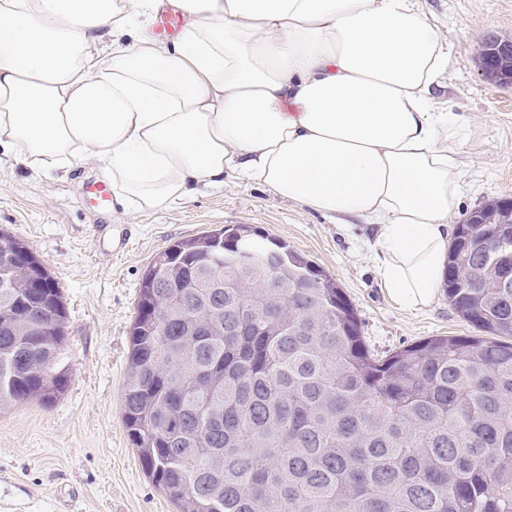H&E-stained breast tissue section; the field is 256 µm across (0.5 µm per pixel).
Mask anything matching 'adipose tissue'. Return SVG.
<instances>
[{"mask_svg":"<svg viewBox=\"0 0 512 512\" xmlns=\"http://www.w3.org/2000/svg\"><path fill=\"white\" fill-rule=\"evenodd\" d=\"M451 59L419 0H0V147L34 172L95 160L128 214L232 172L378 225L385 293L420 309L461 194L464 120L433 97Z\"/></svg>","mask_w":512,"mask_h":512,"instance_id":"ef3b65f1","label":"adipose tissue"}]
</instances>
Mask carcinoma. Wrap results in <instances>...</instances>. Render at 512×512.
<instances>
[{
    "label": "carcinoma",
    "mask_w": 512,
    "mask_h": 512,
    "mask_svg": "<svg viewBox=\"0 0 512 512\" xmlns=\"http://www.w3.org/2000/svg\"><path fill=\"white\" fill-rule=\"evenodd\" d=\"M486 74L511 84L512 55ZM253 237L178 240L140 284L123 420L176 512H512V224H458L448 248V302L482 336L382 357L329 275ZM67 320L0 231V406L65 394Z\"/></svg>",
    "instance_id": "carcinoma-1"
}]
</instances>
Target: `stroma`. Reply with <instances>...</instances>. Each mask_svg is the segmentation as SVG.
I'll use <instances>...</instances> for the list:
<instances>
[{
	"label": "stroma",
	"instance_id": "1",
	"mask_svg": "<svg viewBox=\"0 0 512 512\" xmlns=\"http://www.w3.org/2000/svg\"><path fill=\"white\" fill-rule=\"evenodd\" d=\"M452 45L453 64L435 93L444 112L464 116L468 137L451 149L461 201L451 221L512 198V85L487 80L481 51L492 34L512 38V0H421ZM97 165L31 177L0 149V230L23 239L60 286L68 309L65 357L71 382L51 406L0 409V512H175L144 474L122 418L130 327L139 285L153 257L170 243L232 224H249L285 241L330 275L358 314L372 352L401 350L432 336H471L474 328L445 294L408 310L386 295L372 257L373 224L337 223L282 200L264 186L224 176V186L185 203L128 217L124 252L91 236L97 209L84 196L101 179Z\"/></svg>",
	"mask_w": 512,
	"mask_h": 512
}]
</instances>
